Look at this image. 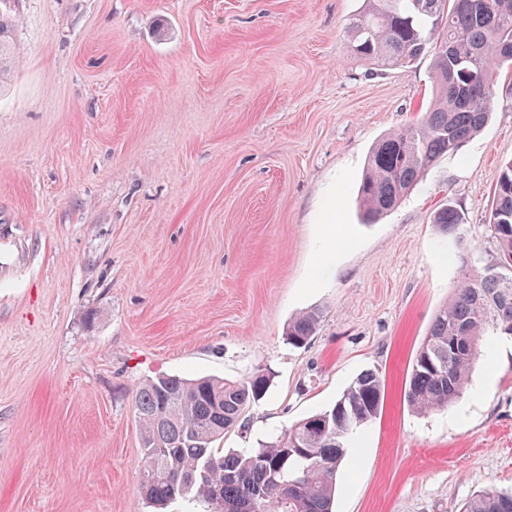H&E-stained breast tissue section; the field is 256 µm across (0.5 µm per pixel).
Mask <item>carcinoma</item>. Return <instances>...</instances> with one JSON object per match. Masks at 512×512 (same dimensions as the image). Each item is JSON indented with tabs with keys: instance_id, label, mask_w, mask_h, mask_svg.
<instances>
[{
	"instance_id": "1",
	"label": "carcinoma",
	"mask_w": 512,
	"mask_h": 512,
	"mask_svg": "<svg viewBox=\"0 0 512 512\" xmlns=\"http://www.w3.org/2000/svg\"><path fill=\"white\" fill-rule=\"evenodd\" d=\"M0 0V81L13 59L12 20ZM347 52L369 69L407 66L433 48L436 94L422 118L372 148L358 204L367 224L393 211L440 158L453 154L487 124L512 43V0H364L346 26ZM453 236L464 218L453 204L433 216ZM495 261L463 270L438 312L407 377L406 398L419 414L447 408L466 391L487 336H512V160L502 166L489 217ZM320 322L317 311L288 323L286 339L306 345ZM270 375L240 381L179 376L143 384L135 394L145 459L143 493L162 509L182 499L211 512H332L336 475L351 439L382 407L379 372L360 373L335 404L295 423L256 447L223 453L213 443L241 426L251 402L269 388ZM462 512H512V491L489 487Z\"/></svg>"
}]
</instances>
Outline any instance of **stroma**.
Returning <instances> with one entry per match:
<instances>
[{
  "label": "stroma",
  "mask_w": 512,
  "mask_h": 512,
  "mask_svg": "<svg viewBox=\"0 0 512 512\" xmlns=\"http://www.w3.org/2000/svg\"><path fill=\"white\" fill-rule=\"evenodd\" d=\"M363 0H15L0 89V512H149L135 393L162 375L266 395L268 440L363 370L383 406L337 475L334 512H460L512 490V347L489 337L461 399L405 397L512 160V87L483 131L399 207L362 223L378 140L432 98L430 61L370 71L345 27ZM463 210L460 239L432 222ZM322 314L288 344L296 314ZM319 322V312L312 310L294 318L286 329L288 343L295 347L305 346L315 334Z\"/></svg>",
  "instance_id": "stroma-1"
}]
</instances>
